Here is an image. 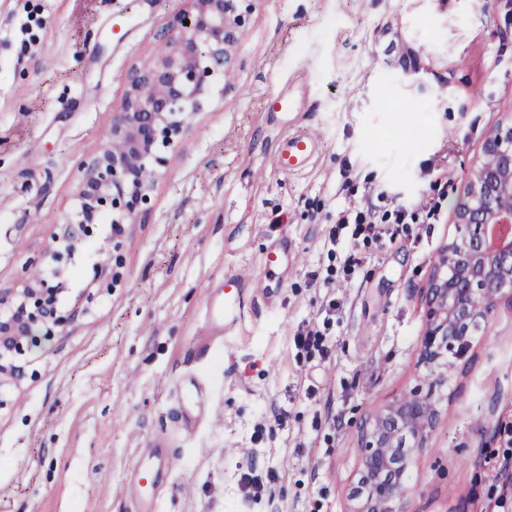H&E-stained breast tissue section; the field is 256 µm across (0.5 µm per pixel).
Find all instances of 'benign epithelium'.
<instances>
[{
  "instance_id": "obj_1",
  "label": "benign epithelium",
  "mask_w": 512,
  "mask_h": 512,
  "mask_svg": "<svg viewBox=\"0 0 512 512\" xmlns=\"http://www.w3.org/2000/svg\"><path fill=\"white\" fill-rule=\"evenodd\" d=\"M187 2L162 33L155 62L127 71L126 94L112 115L107 144L79 162L74 207L55 227L56 247L27 257L20 287L0 289V388L23 375L35 377L28 354L123 281L118 232L108 239L95 270L96 293L86 294L80 307L59 305L74 254L96 237L102 217H112L114 224L146 223L153 208L152 178L180 142L187 115L203 109L214 79L227 70L254 0ZM454 224L456 236L424 296L427 330L418 350L423 383L362 420V474L350 512H406L407 473L438 422L448 354L463 353L498 303L512 302V125L485 138ZM474 296L481 305L471 304Z\"/></svg>"
}]
</instances>
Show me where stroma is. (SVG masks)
I'll list each match as a JSON object with an SVG mask.
<instances>
[{
  "mask_svg": "<svg viewBox=\"0 0 512 512\" xmlns=\"http://www.w3.org/2000/svg\"><path fill=\"white\" fill-rule=\"evenodd\" d=\"M186 0H0V288L52 248L80 160L106 140L128 69ZM294 99L292 112L269 109ZM512 125V0H254L204 109L126 227L125 279L34 352L37 379L0 394V512H136L157 437L174 459L156 512H349L361 420L421 384L422 294L490 130ZM315 139L283 173L286 137ZM393 240L329 247L342 211ZM280 249L282 265L263 258ZM251 268L244 317L207 306ZM338 309L320 349L293 336ZM212 339L207 357L196 343ZM204 413L185 425L178 385ZM440 421L407 477V512H493L512 476V303L453 360ZM284 422H276V414ZM267 500L246 501L247 466Z\"/></svg>",
  "mask_w": 512,
  "mask_h": 512,
  "instance_id": "35a3bbf8",
  "label": "stroma"
}]
</instances>
